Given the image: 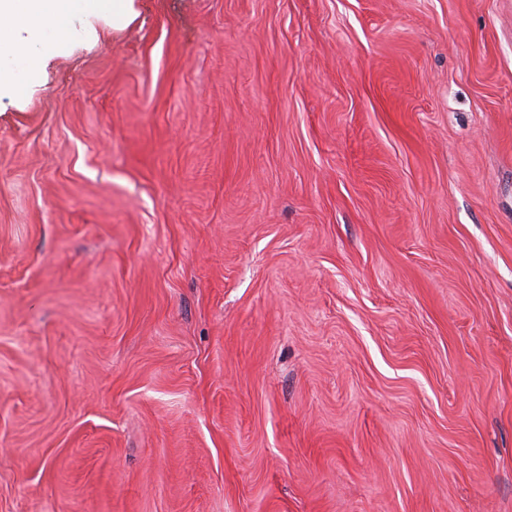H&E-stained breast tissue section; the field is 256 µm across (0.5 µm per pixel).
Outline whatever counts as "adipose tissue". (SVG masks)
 I'll return each mask as SVG.
<instances>
[{
  "mask_svg": "<svg viewBox=\"0 0 512 512\" xmlns=\"http://www.w3.org/2000/svg\"><path fill=\"white\" fill-rule=\"evenodd\" d=\"M133 14V0H0V96L25 98L46 58L62 53L75 39L76 23L92 31V19L121 24ZM27 58L29 74L18 77L10 61Z\"/></svg>",
  "mask_w": 512,
  "mask_h": 512,
  "instance_id": "ef3b65f1",
  "label": "adipose tissue"
}]
</instances>
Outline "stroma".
<instances>
[{"mask_svg": "<svg viewBox=\"0 0 512 512\" xmlns=\"http://www.w3.org/2000/svg\"><path fill=\"white\" fill-rule=\"evenodd\" d=\"M0 100V512H512V0H135Z\"/></svg>", "mask_w": 512, "mask_h": 512, "instance_id": "1", "label": "stroma"}]
</instances>
